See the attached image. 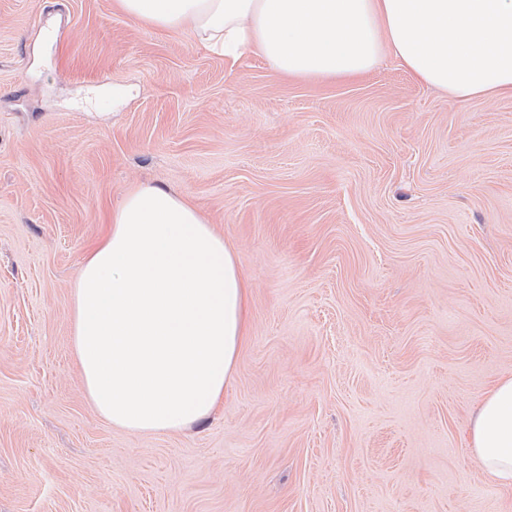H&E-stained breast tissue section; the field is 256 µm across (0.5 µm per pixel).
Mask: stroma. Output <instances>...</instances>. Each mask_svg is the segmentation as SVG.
<instances>
[{"mask_svg":"<svg viewBox=\"0 0 512 512\" xmlns=\"http://www.w3.org/2000/svg\"><path fill=\"white\" fill-rule=\"evenodd\" d=\"M189 195L251 287L223 402L95 413L73 283L129 189ZM512 373V97L393 57L304 81L115 0H0V512H512L461 442Z\"/></svg>","mask_w":512,"mask_h":512,"instance_id":"1","label":"stroma"}]
</instances>
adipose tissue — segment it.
<instances>
[{
	"instance_id": "obj_1",
	"label": "adipose tissue",
	"mask_w": 512,
	"mask_h": 512,
	"mask_svg": "<svg viewBox=\"0 0 512 512\" xmlns=\"http://www.w3.org/2000/svg\"><path fill=\"white\" fill-rule=\"evenodd\" d=\"M142 24L208 51H250L276 73L336 81L386 55L466 100L512 96V0H117ZM73 348L86 394L113 427L181 432L224 399L249 333L235 254L188 197L144 183L112 212L73 284ZM464 443L512 490V373L475 401Z\"/></svg>"
}]
</instances>
